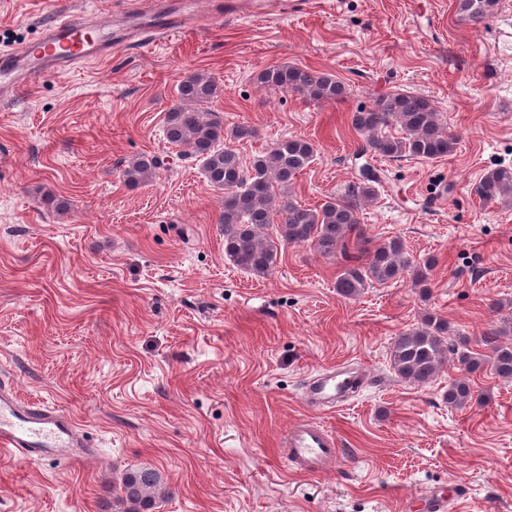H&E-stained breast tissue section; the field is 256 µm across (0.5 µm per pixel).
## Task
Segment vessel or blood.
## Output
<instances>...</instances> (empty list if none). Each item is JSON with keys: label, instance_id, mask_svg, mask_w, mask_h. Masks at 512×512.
I'll list each match as a JSON object with an SVG mask.
<instances>
[{"label": "vessel or blood", "instance_id": "obj_1", "mask_svg": "<svg viewBox=\"0 0 512 512\" xmlns=\"http://www.w3.org/2000/svg\"><path fill=\"white\" fill-rule=\"evenodd\" d=\"M141 30L157 39L181 29L173 15L161 14L150 0ZM37 43L21 52L0 55V100H17L23 90L37 87L46 77L63 74L77 64H89L111 55L118 38L112 33L111 12L67 14L57 12L41 24ZM367 381L364 372L334 368L311 375L303 398L313 410L334 408L340 398ZM0 453L22 461L55 460L80 462L91 449L73 418L59 409L40 403L22 405L12 388L0 384ZM288 456L303 473H320L335 467L341 450L334 435L322 426L302 422L288 433Z\"/></svg>", "mask_w": 512, "mask_h": 512}]
</instances>
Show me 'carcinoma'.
<instances>
[{"label":"carcinoma","mask_w":512,"mask_h":512,"mask_svg":"<svg viewBox=\"0 0 512 512\" xmlns=\"http://www.w3.org/2000/svg\"><path fill=\"white\" fill-rule=\"evenodd\" d=\"M497 2L457 0V7L469 21L480 23L495 12ZM257 80L268 88L315 101H335L348 95L347 86L336 76L298 65L265 69ZM220 91V86L204 74L180 80L178 104L166 113L164 136L184 155L194 158L205 179L224 192L220 223L224 225V254L232 264L255 275H266L276 262L280 245L311 243L319 253L333 255L338 249L346 250L353 240L365 261L348 265L337 275L336 292L345 298L360 295L374 283L392 281L414 267L400 240L374 245L360 222L361 208L376 196V186L382 182V170L370 167L371 175L359 177L341 198H331L314 209L302 206L287 195V190L314 161L313 144L301 137L284 138L245 163L228 141L249 138L254 131L247 127L226 131L220 120L199 110ZM351 126L361 137V156L434 160L452 154L456 146L455 137L443 127L430 102L410 93L395 91L379 96L371 106L352 114ZM393 126L400 128V135L389 133ZM159 168L155 157H136L123 168L122 178L136 186L152 178ZM476 195L482 201L512 204V169L488 171L476 187ZM276 220L274 241L263 235V229ZM447 332L448 324L430 315L421 326L396 336L390 361L398 378L426 384L451 356L469 373L488 364L498 377L512 379V343L501 340L506 328L492 329L481 337L485 354L472 351L464 338L447 341ZM471 398L469 380L462 378L449 385V406L463 407ZM161 494V476L156 470H129L116 494L117 512H153Z\"/></svg>","instance_id":"1"}]
</instances>
